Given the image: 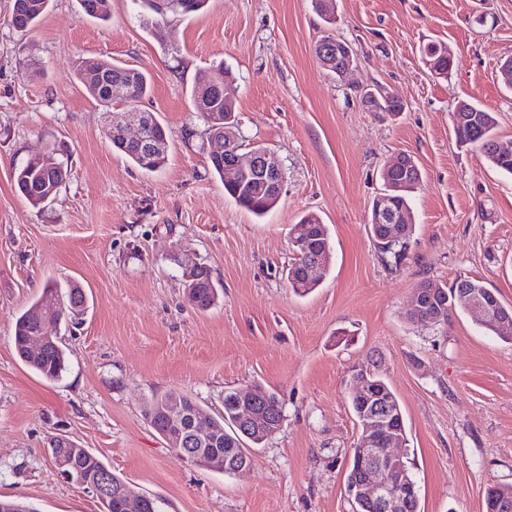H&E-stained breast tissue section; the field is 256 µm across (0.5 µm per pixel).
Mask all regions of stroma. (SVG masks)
I'll return each mask as SVG.
<instances>
[{
    "label": "stroma",
    "mask_w": 512,
    "mask_h": 512,
    "mask_svg": "<svg viewBox=\"0 0 512 512\" xmlns=\"http://www.w3.org/2000/svg\"><path fill=\"white\" fill-rule=\"evenodd\" d=\"M109 20L79 0H51L30 32L0 0V497L38 512H101L66 482L47 441L64 436L98 455L133 493L166 512H354L347 474L361 429L349 403L364 367L396 395L419 512H485L484 492L512 490V342L477 314L432 330L409 321L425 280H483L512 305V175L457 144L453 113L472 101L512 141V0H333L325 25L312 0H208L190 17L147 26L132 0ZM348 42L341 81L315 56L321 36ZM442 42L454 66L433 75L422 54ZM145 71L142 110L168 131V162L146 173L106 137L123 102L96 106L74 77L77 56ZM232 80L239 134L279 157L284 189L263 218L237 206L209 170L205 120L190 101L198 72ZM401 100L393 116L365 111L361 90ZM56 147L71 176L45 209L17 191L12 169ZM414 156L415 232L400 265L381 261L369 232L381 170ZM317 213L330 268L297 295L285 270L303 215ZM208 266L222 290L199 311L182 279ZM79 282L89 307L62 332L67 366L48 381L16 355V318L46 284ZM275 392L280 429L228 475L189 462L145 418L153 393L178 391L210 413L225 390Z\"/></svg>",
    "instance_id": "obj_1"
}]
</instances>
